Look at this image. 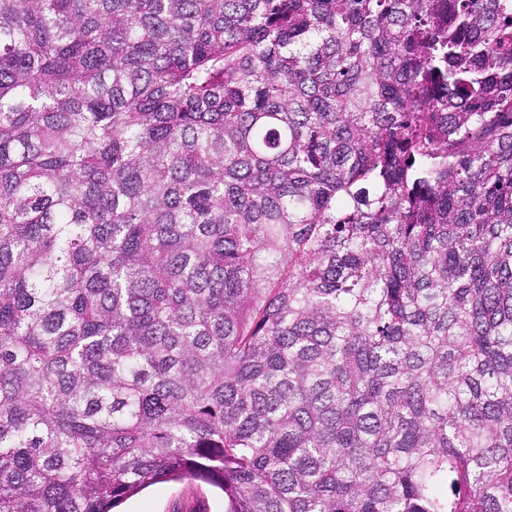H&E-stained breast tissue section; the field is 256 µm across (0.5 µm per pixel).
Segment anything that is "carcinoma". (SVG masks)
Returning a JSON list of instances; mask_svg holds the SVG:
<instances>
[{"mask_svg": "<svg viewBox=\"0 0 512 512\" xmlns=\"http://www.w3.org/2000/svg\"><path fill=\"white\" fill-rule=\"evenodd\" d=\"M512 512V0H0V512ZM124 512H224L223 493L200 482H165L129 499Z\"/></svg>", "mask_w": 512, "mask_h": 512, "instance_id": "obj_1", "label": "carcinoma"}]
</instances>
